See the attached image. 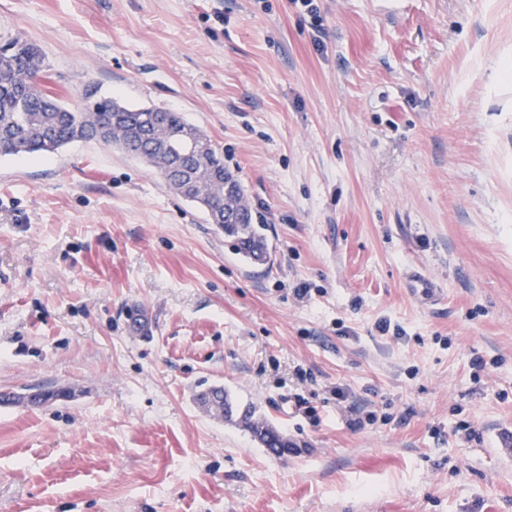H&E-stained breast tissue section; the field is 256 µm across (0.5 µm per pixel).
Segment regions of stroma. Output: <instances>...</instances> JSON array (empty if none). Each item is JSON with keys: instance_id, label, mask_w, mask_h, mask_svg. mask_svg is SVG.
Returning <instances> with one entry per match:
<instances>
[{"instance_id": "obj_1", "label": "stroma", "mask_w": 512, "mask_h": 512, "mask_svg": "<svg viewBox=\"0 0 512 512\" xmlns=\"http://www.w3.org/2000/svg\"><path fill=\"white\" fill-rule=\"evenodd\" d=\"M318 6L0 0L59 90L204 130L270 251L114 147L0 156V393L73 391L0 402V512H512V0ZM241 421L251 430L253 436L273 454H284L288 448H296L275 427L262 416L256 415V408L249 404L241 411Z\"/></svg>"}]
</instances>
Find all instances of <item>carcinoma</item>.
<instances>
[{
    "label": "carcinoma",
    "mask_w": 512,
    "mask_h": 512,
    "mask_svg": "<svg viewBox=\"0 0 512 512\" xmlns=\"http://www.w3.org/2000/svg\"><path fill=\"white\" fill-rule=\"evenodd\" d=\"M50 66L40 49L20 38L9 37L0 46V156L54 153L78 141H98L153 168L174 193L199 205L209 223L224 233L233 248L250 264H263L267 241L253 222L245 190L224 167V160L208 136L186 121L182 113L149 105L129 107L115 98L95 99L96 87L83 88L81 104L73 106L53 87ZM97 110L96 119L89 111ZM120 110L123 125L112 128V111ZM200 143L198 154L180 156L190 143ZM221 396L224 418L241 412V421L273 454L295 447L249 404L234 405L222 388L198 395L205 402Z\"/></svg>",
    "instance_id": "cac0c4a2"
}]
</instances>
